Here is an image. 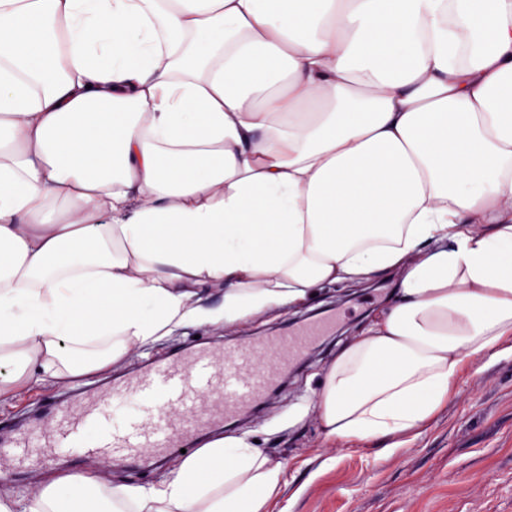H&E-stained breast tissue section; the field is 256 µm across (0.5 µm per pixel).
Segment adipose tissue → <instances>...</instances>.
<instances>
[{
  "label": "adipose tissue",
  "instance_id": "adipose-tissue-1",
  "mask_svg": "<svg viewBox=\"0 0 512 512\" xmlns=\"http://www.w3.org/2000/svg\"><path fill=\"white\" fill-rule=\"evenodd\" d=\"M393 272L329 440L410 434L512 338V0H0V396ZM284 473L219 436L0 512H262Z\"/></svg>",
  "mask_w": 512,
  "mask_h": 512
}]
</instances>
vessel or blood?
Listing matches in <instances>:
<instances>
[{
	"label": "vessel or blood",
	"mask_w": 512,
	"mask_h": 512,
	"mask_svg": "<svg viewBox=\"0 0 512 512\" xmlns=\"http://www.w3.org/2000/svg\"><path fill=\"white\" fill-rule=\"evenodd\" d=\"M326 328V322H314L290 335L236 348L181 350L162 364L143 367L121 388L91 402L77 415L61 402H52L46 411L52 429L29 435L24 454L54 460L62 454L82 452L123 461L159 446L182 447L190 430L236 414L260 399L282 369L298 359ZM132 401L150 402L149 416L129 419L112 437L99 434L103 422ZM183 407L191 410V420L181 417Z\"/></svg>",
	"instance_id": "1"
}]
</instances>
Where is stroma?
<instances>
[{"mask_svg": "<svg viewBox=\"0 0 512 512\" xmlns=\"http://www.w3.org/2000/svg\"><path fill=\"white\" fill-rule=\"evenodd\" d=\"M399 275L376 287L331 285L316 289L305 303L269 312L227 327L199 324L133 349L128 356L90 375L59 383L24 385L0 401V438L19 440L21 423L51 398L80 405L146 361L195 343L237 346L315 318L333 319L325 336L283 371L259 405L232 423L198 432L193 447L209 438L248 435L273 461L286 466L285 482L264 512H512V353L483 357L466 366L454 382L456 395L403 448L390 451L389 439L328 442L313 408L339 345L348 344L400 293ZM183 455L172 448L129 465L80 459L44 466L18 461L15 450L0 449V496H35L36 480L81 470L107 484L121 479L156 485Z\"/></svg>", "mask_w": 512, "mask_h": 512, "instance_id": "1", "label": "stroma"}]
</instances>
